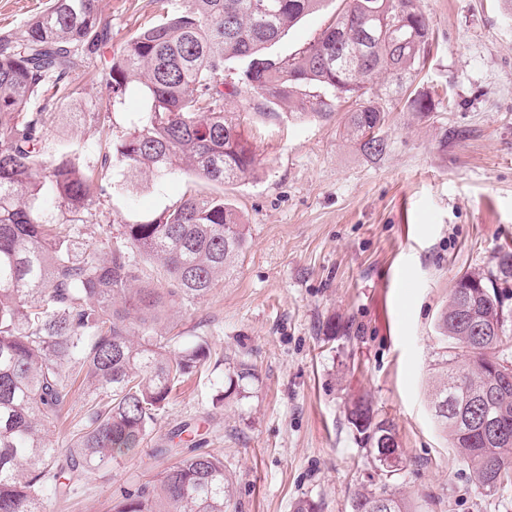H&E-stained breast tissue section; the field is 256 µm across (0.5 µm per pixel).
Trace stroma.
Wrapping results in <instances>:
<instances>
[{"label": "stroma", "instance_id": "stroma-1", "mask_svg": "<svg viewBox=\"0 0 512 512\" xmlns=\"http://www.w3.org/2000/svg\"><path fill=\"white\" fill-rule=\"evenodd\" d=\"M112 39L76 76L82 95L49 112L57 152L99 165L146 105L130 87L105 109V74L138 28L157 21L159 0H98ZM324 0L277 43L295 54L342 8ZM434 41L420 65L385 77L372 93L389 114L386 152L364 155L344 132L347 100L327 119L298 120L288 107L228 100L260 167L224 186L249 226L233 271L194 309L175 313L171 335L206 340L213 360L178 386L135 452L105 472L45 491L43 512H113L122 493L201 452L224 459L236 512H292L301 498L321 512H352L351 497L381 475L346 420L349 402L371 400L396 428L406 463L390 483L417 512H512V484L475 492L468 470L437 429L428 393L441 347L437 319L458 278L489 271L512 252V0H419ZM428 96V115L409 97ZM82 224V247H101L105 226L147 221L184 194L194 175L159 181L119 167ZM255 376L244 394L216 396L238 362Z\"/></svg>", "mask_w": 512, "mask_h": 512}]
</instances>
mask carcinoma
<instances>
[{
	"instance_id": "cac0c4a2",
	"label": "carcinoma",
	"mask_w": 512,
	"mask_h": 512,
	"mask_svg": "<svg viewBox=\"0 0 512 512\" xmlns=\"http://www.w3.org/2000/svg\"><path fill=\"white\" fill-rule=\"evenodd\" d=\"M324 0H161L164 15L137 29L112 57L106 86L116 102L143 87L144 121L104 156L158 179L188 169L211 185L252 176L258 160L239 114L224 102L248 94L256 106L284 105L297 119H325L329 98L354 99L345 130L379 157L388 114L367 85L407 74L433 41L419 13L398 24L405 0H345L302 51L265 53ZM111 39L97 0H48L47 8L0 35V512H41L43 493L69 494L75 476L112 466L144 440L182 379L210 358L206 341L177 346L159 329L174 309L203 301L249 247L247 224L224 194L190 193L146 222L122 224L102 249L77 251L78 225L105 189L95 170L53 154L45 93H78L73 75ZM246 61L237 82L217 80L228 60ZM159 263L163 284L143 280L140 262ZM512 277V254L496 269L457 281L438 318L443 346L429 393L437 427L491 495L512 483V337L496 280ZM486 329L475 340L472 325ZM85 404L66 447L48 438L76 389ZM363 397L347 420L377 456L396 429L374 420ZM496 419L491 439L480 416ZM232 487L223 458L200 453L166 468L153 484L126 491L114 512H229ZM415 512L388 484L351 498L352 512Z\"/></svg>"
}]
</instances>
